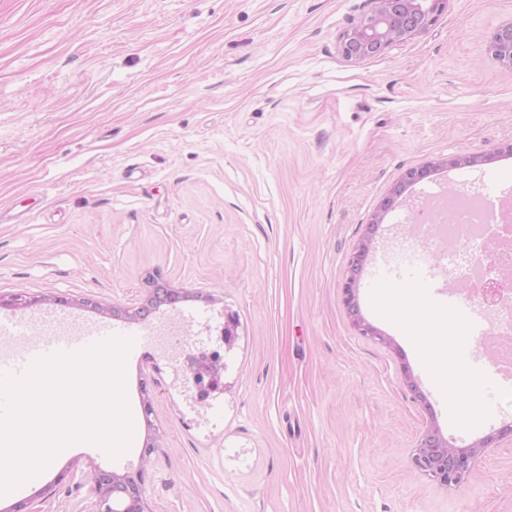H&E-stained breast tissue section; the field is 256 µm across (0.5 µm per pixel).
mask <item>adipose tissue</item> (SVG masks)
Returning <instances> with one entry per match:
<instances>
[{
  "mask_svg": "<svg viewBox=\"0 0 512 512\" xmlns=\"http://www.w3.org/2000/svg\"><path fill=\"white\" fill-rule=\"evenodd\" d=\"M379 298L388 311L407 319L415 352L433 381L440 386H461L467 393L468 401L460 407L461 417L468 421L478 420L482 414V390L471 369L453 357L437 359L432 352L433 336L446 335L454 340L464 336V320L452 312L435 310L428 286L414 275L405 278L398 287L381 289Z\"/></svg>",
  "mask_w": 512,
  "mask_h": 512,
  "instance_id": "adipose-tissue-1",
  "label": "adipose tissue"
}]
</instances>
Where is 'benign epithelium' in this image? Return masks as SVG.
<instances>
[{
    "mask_svg": "<svg viewBox=\"0 0 512 512\" xmlns=\"http://www.w3.org/2000/svg\"><path fill=\"white\" fill-rule=\"evenodd\" d=\"M371 3L373 7L364 19L341 37L339 51L348 61L374 58L396 42L426 33L447 8V0H371ZM487 51L502 66L512 70V16L496 27L487 43ZM434 168L436 165L429 163L409 168L403 173L390 195L380 203L361 242L350 256L341 290L352 326L361 336L385 341L384 336L363 319L357 299L359 274L367 260L375 228L382 223L402 190L424 179ZM160 280L158 275L147 277V296L140 307L130 312L114 306L112 314L144 320L158 307L173 305L187 297L178 289L159 287ZM38 303L39 299L23 293L12 294L7 299L0 296V307H29ZM506 437L512 438V424L466 448H456L442 437L436 426L431 425L419 437L412 453V463L421 474L439 485L456 488L468 480L487 449L497 447V442ZM92 481L97 496V512H148L143 491L145 467L123 475L99 470Z\"/></svg>",
    "mask_w": 512,
    "mask_h": 512,
    "instance_id": "7a95c632",
    "label": "benign epithelium"
}]
</instances>
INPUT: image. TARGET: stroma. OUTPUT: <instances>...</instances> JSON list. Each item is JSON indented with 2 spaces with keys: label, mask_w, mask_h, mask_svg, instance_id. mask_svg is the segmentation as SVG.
Masks as SVG:
<instances>
[{
  "label": "stroma",
  "mask_w": 512,
  "mask_h": 512,
  "mask_svg": "<svg viewBox=\"0 0 512 512\" xmlns=\"http://www.w3.org/2000/svg\"><path fill=\"white\" fill-rule=\"evenodd\" d=\"M368 0H0V294L39 297L0 317L43 331L111 325L136 424L111 458L77 442L0 495V512H95L91 477L139 468L149 512H512V440L449 490L411 455L427 426L463 448L512 424V391L463 425L372 293L434 273L469 295L414 230L425 201H512V70L486 50L512 0H449L430 29L347 61ZM455 155L408 187L360 274L358 335L342 301L352 250L410 167ZM160 274L186 297L146 320ZM93 298L99 309L80 307ZM222 390L194 399L184 357L226 316ZM410 371L418 384L409 391ZM151 404L143 406L140 385ZM160 280L161 277L159 275H149L146 279L148 289L144 303L132 313H130L129 310L113 306V316L125 317L132 320H144L161 305H173L186 297L183 291L175 288H158Z\"/></svg>",
  "instance_id": "35a3bbf8"
}]
</instances>
